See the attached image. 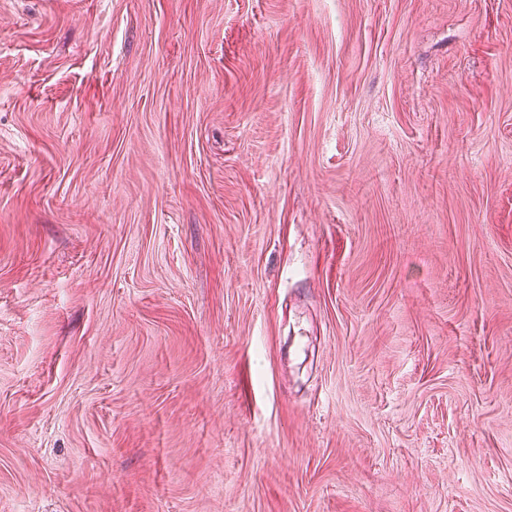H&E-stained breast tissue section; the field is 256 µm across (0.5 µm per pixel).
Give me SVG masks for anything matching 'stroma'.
<instances>
[{"mask_svg":"<svg viewBox=\"0 0 512 512\" xmlns=\"http://www.w3.org/2000/svg\"><path fill=\"white\" fill-rule=\"evenodd\" d=\"M0 512H512V0H0Z\"/></svg>","mask_w":512,"mask_h":512,"instance_id":"obj_1","label":"stroma"}]
</instances>
